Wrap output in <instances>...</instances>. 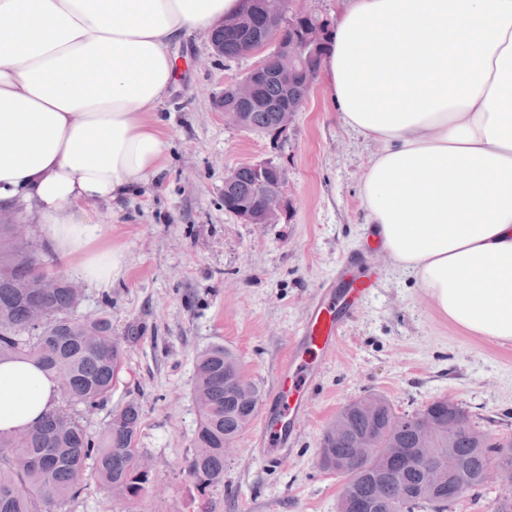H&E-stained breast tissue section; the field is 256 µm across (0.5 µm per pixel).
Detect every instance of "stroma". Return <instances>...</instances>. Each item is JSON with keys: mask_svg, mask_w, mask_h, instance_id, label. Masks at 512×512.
<instances>
[{"mask_svg": "<svg viewBox=\"0 0 512 512\" xmlns=\"http://www.w3.org/2000/svg\"><path fill=\"white\" fill-rule=\"evenodd\" d=\"M178 55L179 78L160 107L167 169L137 184L121 206L89 207L122 248L124 271L105 290L79 281L76 313L107 312L122 368L101 406L70 408L98 434L113 410L136 399L143 411L138 446L152 488L129 508L91 477L65 512H336L343 480L318 466L320 439L342 406L371 393L400 414L447 397L480 430L512 436V344L452 325L368 242L361 189L375 146L341 124L324 82H316L274 153L261 135L226 124L212 101L255 57H215L209 40L197 35ZM268 158L285 169L283 190L294 210L277 224L243 223L224 207V174ZM351 255L376 284L321 357L319 390L300 413L287 453L278 462L260 455L258 426L250 424L224 460L223 484L199 493L183 471L199 423L198 352L224 344L269 394L318 288ZM507 497L512 486L491 477L452 512H496Z\"/></svg>", "mask_w": 512, "mask_h": 512, "instance_id": "stroma-1", "label": "stroma"}]
</instances>
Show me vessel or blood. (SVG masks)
Listing matches in <instances>:
<instances>
[{"label":"vessel or blood","instance_id":"1","mask_svg":"<svg viewBox=\"0 0 512 512\" xmlns=\"http://www.w3.org/2000/svg\"><path fill=\"white\" fill-rule=\"evenodd\" d=\"M368 286V281L356 278L342 286L331 282L318 289L307 320L279 371V384L261 425L263 455L276 458L287 445L289 421L312 403L317 388V359L334 346L357 312Z\"/></svg>","mask_w":512,"mask_h":512}]
</instances>
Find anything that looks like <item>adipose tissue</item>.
Masks as SVG:
<instances>
[{
	"mask_svg": "<svg viewBox=\"0 0 512 512\" xmlns=\"http://www.w3.org/2000/svg\"><path fill=\"white\" fill-rule=\"evenodd\" d=\"M241 0H0V205L26 202L67 269L124 266L88 213L168 164L157 109L176 48ZM341 123L377 149L362 199L383 248L461 329L512 341V0H347L320 69ZM60 384L0 361V432Z\"/></svg>",
	"mask_w": 512,
	"mask_h": 512,
	"instance_id": "obj_1",
	"label": "adipose tissue"
}]
</instances>
